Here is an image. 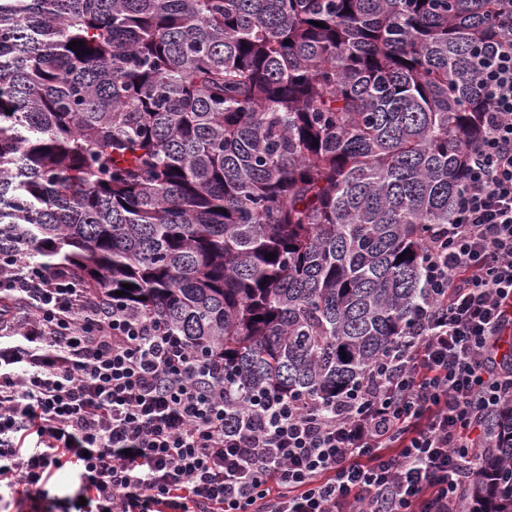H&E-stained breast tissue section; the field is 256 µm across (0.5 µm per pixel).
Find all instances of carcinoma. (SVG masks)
I'll return each mask as SVG.
<instances>
[{"label": "carcinoma", "instance_id": "obj_1", "mask_svg": "<svg viewBox=\"0 0 512 512\" xmlns=\"http://www.w3.org/2000/svg\"><path fill=\"white\" fill-rule=\"evenodd\" d=\"M504 36L512 0H0V251L223 356L226 389L329 397L424 299ZM485 426L464 506L512 512V411Z\"/></svg>", "mask_w": 512, "mask_h": 512}]
</instances>
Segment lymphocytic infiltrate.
I'll use <instances>...</instances> for the list:
<instances>
[{
  "instance_id": "f902f5d3",
  "label": "lymphocytic infiltrate",
  "mask_w": 512,
  "mask_h": 512,
  "mask_svg": "<svg viewBox=\"0 0 512 512\" xmlns=\"http://www.w3.org/2000/svg\"><path fill=\"white\" fill-rule=\"evenodd\" d=\"M488 96L450 224L430 225L425 299L350 389L224 387L158 318L0 253V504L18 512H463L512 404V39L474 59ZM70 467L73 491L50 495Z\"/></svg>"
}]
</instances>
